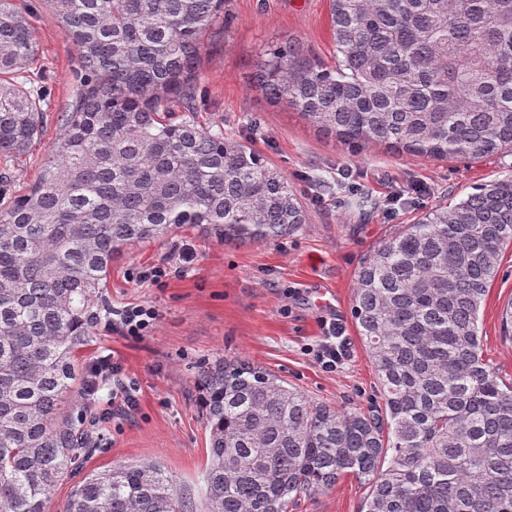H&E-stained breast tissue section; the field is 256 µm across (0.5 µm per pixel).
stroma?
I'll return each instance as SVG.
<instances>
[{
  "label": "stroma",
  "instance_id": "35a3bbf8",
  "mask_svg": "<svg viewBox=\"0 0 512 512\" xmlns=\"http://www.w3.org/2000/svg\"><path fill=\"white\" fill-rule=\"evenodd\" d=\"M32 14L39 63L27 85L43 98L44 129L29 152L0 158V203L9 204L37 178L50 156L60 116L76 93L78 52L40 0H23ZM292 42L329 60V0H224V20L204 37L195 119L263 155L283 172L303 201L307 222L291 236L267 245L223 244L183 227L149 242L129 245L114 259L104 292L106 310L78 364L91 372L104 356L121 365L137 399L135 411L92 424L75 407L73 419L90 431L97 448L79 470L54 488L48 512H61L72 488L90 471L114 463L154 461L179 487L199 491L208 434L195 377L220 358L265 367L310 399L339 409L368 407L378 378L351 317L356 274L363 258L414 223L420 213L459 200L512 168V155L431 159L385 146L354 150L318 131L298 110L270 101L255 83L256 65L268 50ZM352 183L353 192H319L318 180ZM376 202L370 215L353 206L354 192ZM196 259L181 267L184 243ZM170 270L158 282L138 279L143 267ZM512 302V247L500 256L498 275L479 311L484 357L512 381V343L501 335V314ZM155 307L147 336L132 339L112 329V309ZM339 320L349 355L328 372L313 351L323 324ZM369 487L352 476L329 490L302 498L295 512H360Z\"/></svg>",
  "mask_w": 512,
  "mask_h": 512
}]
</instances>
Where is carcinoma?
I'll list each match as a JSON object with an SVG mask.
<instances>
[{
	"label": "carcinoma",
	"mask_w": 512,
	"mask_h": 512,
	"mask_svg": "<svg viewBox=\"0 0 512 512\" xmlns=\"http://www.w3.org/2000/svg\"><path fill=\"white\" fill-rule=\"evenodd\" d=\"M78 52L54 153L0 213V512H46L83 457L67 410L112 259L198 228L264 245L306 223L288 178L193 118L205 33L224 0H42ZM335 62L271 49L256 85L355 149L512 151V0H330ZM30 17L0 0V156L42 130ZM180 112L182 116L175 118ZM512 247V171L435 206L366 257L351 315L380 401L338 410L245 360L200 367V502L155 462L88 472L63 512H291L345 475L360 512H512V382L478 314Z\"/></svg>",
	"instance_id": "carcinoma-1"
}]
</instances>
